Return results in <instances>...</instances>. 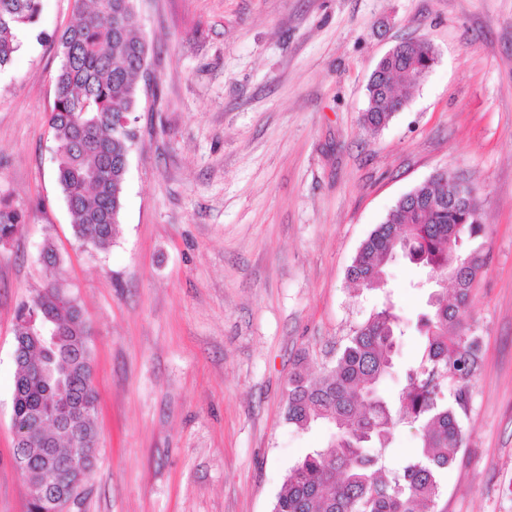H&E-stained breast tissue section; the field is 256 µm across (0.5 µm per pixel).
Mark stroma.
<instances>
[{
	"label": "stroma",
	"instance_id": "35a3bbf8",
	"mask_svg": "<svg viewBox=\"0 0 512 512\" xmlns=\"http://www.w3.org/2000/svg\"><path fill=\"white\" fill-rule=\"evenodd\" d=\"M150 46L120 232L76 242L48 119L72 0L0 71V196L26 214L0 245V512H28L14 463V330L56 250L89 328L98 460L65 512H271L327 427L284 419L297 360L331 365L384 297L408 323L422 271L386 293L347 269L395 202L439 171L478 188L489 233L470 325L481 370L447 512H512V0H135ZM404 39L438 58L378 134L369 78Z\"/></svg>",
	"mask_w": 512,
	"mask_h": 512
}]
</instances>
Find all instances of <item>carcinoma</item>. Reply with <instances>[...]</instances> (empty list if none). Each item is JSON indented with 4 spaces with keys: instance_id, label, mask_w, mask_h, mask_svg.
I'll list each match as a JSON object with an SVG mask.
<instances>
[{
    "instance_id": "carcinoma-1",
    "label": "carcinoma",
    "mask_w": 512,
    "mask_h": 512,
    "mask_svg": "<svg viewBox=\"0 0 512 512\" xmlns=\"http://www.w3.org/2000/svg\"><path fill=\"white\" fill-rule=\"evenodd\" d=\"M41 0H0V68L21 47L18 32L39 22ZM75 20L58 40L62 61L53 78L55 101L49 116L57 150V179L83 246L108 248L118 232L126 163L135 133L126 124L137 110L139 77L149 46L138 35L134 0H73ZM435 61L432 47L411 42L380 64L368 86L363 124L384 128L405 103L395 80L411 88ZM453 175H437L399 199L385 220L361 244L348 269L356 286L382 289L387 266L399 255L431 275L457 271L453 299L437 289L416 328L423 341L420 361L403 370L397 399L381 384L395 372L404 336L390 303L373 310L348 337L335 364L311 378L302 365L288 377L286 422L300 431L323 424L333 433L291 466L272 512H447L438 507L444 475L462 443V421L480 370L482 341L466 323L473 283L486 263L474 241L486 236L468 198L455 194ZM25 222V212L0 197V243ZM22 354L14 358L11 422L17 445L31 459L29 482L40 473L46 449L67 457L79 438L96 443V394L88 328L81 308L65 294L45 290L17 312ZM70 400L75 419L67 426L43 425L58 399ZM407 424L419 433L416 453L395 470L384 456L395 429Z\"/></svg>"
}]
</instances>
